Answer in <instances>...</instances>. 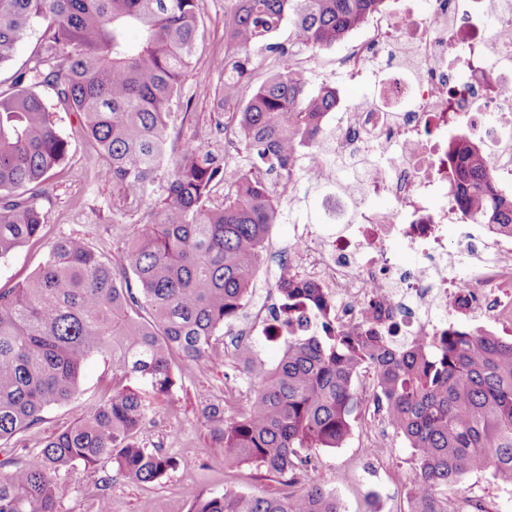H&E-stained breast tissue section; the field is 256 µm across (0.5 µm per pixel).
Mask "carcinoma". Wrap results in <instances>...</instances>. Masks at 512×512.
<instances>
[{
  "label": "carcinoma",
  "mask_w": 512,
  "mask_h": 512,
  "mask_svg": "<svg viewBox=\"0 0 512 512\" xmlns=\"http://www.w3.org/2000/svg\"><path fill=\"white\" fill-rule=\"evenodd\" d=\"M224 35L222 100L238 104L233 132L249 168L210 206L224 167L187 142L168 153L171 113L195 52L199 0H0V65L9 61L33 19L46 22L40 48L0 91V258L42 236L38 199L69 151L44 100L76 113L105 175L113 206L140 205L158 171L172 166L167 196L151 208L117 269L78 236L50 246L25 283L0 288V442L69 404L88 360L112 362V395L5 475L0 512H55L62 471L112 468L139 484L160 481L176 465L165 449L137 440L153 413L138 384L169 396L181 367L216 357L217 330L236 321L261 265L276 199L288 191L297 151L315 146L336 88L312 94L295 54L270 39L288 23L297 47H330L380 12L386 0H232ZM274 53L269 75L244 105L241 87L254 51ZM451 187L463 218L512 234V194L491 183L482 148L464 133L448 144ZM276 174L271 182L253 175ZM279 299L302 303L323 320L331 305L313 283L277 282ZM235 357L253 406L230 419L210 417L227 465L263 466L287 490L256 496L224 489L190 512H345L332 490L297 488L310 449L339 448L363 402L359 376L371 374L384 422L412 449L410 512H486L463 508L437 489L490 472L512 485V341L477 330H448L396 346L378 323L296 336L269 367L243 344Z\"/></svg>",
  "instance_id": "1"
}]
</instances>
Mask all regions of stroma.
Masks as SVG:
<instances>
[{"mask_svg": "<svg viewBox=\"0 0 512 512\" xmlns=\"http://www.w3.org/2000/svg\"><path fill=\"white\" fill-rule=\"evenodd\" d=\"M231 7V0H200L196 53L180 87V97L188 102L189 108L175 113L169 126L172 151H179L184 141L192 139L214 157L224 156V124L230 120L232 110L221 102L224 74L218 62L228 50L224 15ZM366 31V26H359L354 34L333 46L301 53L299 70L306 77L310 92H318L324 86L335 88L342 109L375 94L372 83L351 80L337 62L339 52L348 49ZM38 92L70 148L38 201L45 219L44 235L0 259L1 287L30 278L44 261L49 244L63 236L83 237L113 266H121L127 245L141 225L140 213L113 212L112 182L101 172L77 115L58 104L51 87H39ZM319 199V190L308 185L303 173H295L291 196L278 201L281 219L273 225L266 241L268 254L256 274L251 300L276 298L275 269L288 256L295 225L318 223ZM241 371V365L230 353L220 362L189 366L170 396L159 401L157 414L138 435L145 447L168 448L177 460L176 466L159 482L141 485L114 476L109 501L101 504L93 496L101 471L80 467L60 474L62 491L56 501V512H100L105 506L110 512H140L147 499L153 503L154 512H189L199 496L220 495L228 487L266 496L282 492V485L263 467L225 468L222 442L213 423L204 415L205 408L213 406L223 409L228 418L245 409L247 395L241 394L231 382L232 376L240 375ZM44 417L38 427L0 445V460L24 462L71 423L72 410L67 406L53 407ZM381 427V422L370 413H360L341 447L312 449L313 466L302 476V485L334 490L346 512H408L414 474L411 449L391 434L379 455H370L364 448L366 437ZM447 494L461 502L481 503L487 512H512V486L496 482L487 472L464 476L449 486Z\"/></svg>", "mask_w": 512, "mask_h": 512, "instance_id": "1", "label": "stroma"}]
</instances>
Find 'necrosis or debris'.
<instances>
[{
	"label": "necrosis or debris",
	"mask_w": 512,
	"mask_h": 512,
	"mask_svg": "<svg viewBox=\"0 0 512 512\" xmlns=\"http://www.w3.org/2000/svg\"><path fill=\"white\" fill-rule=\"evenodd\" d=\"M470 12L464 26L459 0L380 14L372 36L340 57L352 75L370 77L390 57L399 75L380 81L376 97L328 115L314 160L298 161L316 169L326 190L319 224L298 226L284 272L326 290L337 327L373 318L382 301L389 315L381 326L396 345L441 335L459 315L512 335V236L448 237L458 214L446 190L448 140L458 123L483 142L494 183L512 187V42L489 34L493 23L512 29V0H470ZM338 159L354 168L353 185L332 187ZM376 195L387 205L371 206ZM393 239L424 266L403 272L387 248ZM464 262L467 277L449 275ZM320 330L305 305L267 301L254 323L227 331L224 346Z\"/></svg>",
	"instance_id": "1"
}]
</instances>
